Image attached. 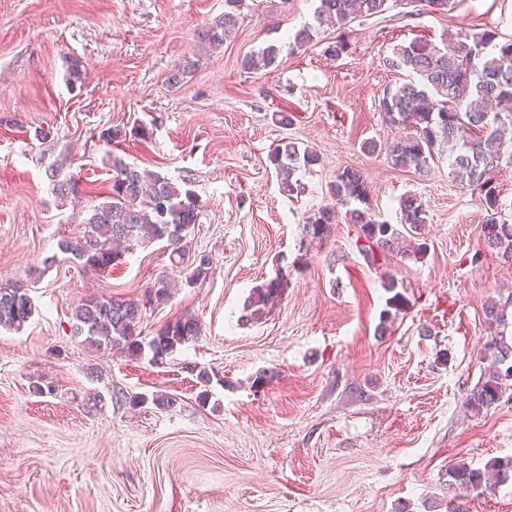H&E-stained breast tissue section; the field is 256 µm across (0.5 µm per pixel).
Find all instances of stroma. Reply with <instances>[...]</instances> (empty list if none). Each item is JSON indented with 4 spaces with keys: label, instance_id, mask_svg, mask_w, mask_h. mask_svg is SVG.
<instances>
[{
    "label": "stroma",
    "instance_id": "obj_1",
    "mask_svg": "<svg viewBox=\"0 0 512 512\" xmlns=\"http://www.w3.org/2000/svg\"><path fill=\"white\" fill-rule=\"evenodd\" d=\"M316 5L241 0L215 48L197 34L225 0H0V287L23 284L34 304L21 330L0 328V512H427L447 501L450 465L512 456V390L483 413L466 408L487 378L483 307L512 291V265L484 248L487 213L447 160L425 176L389 166L397 133L378 110L405 77L383 65L393 46L461 28L512 36V0L360 18L338 58L332 28L288 46ZM272 42L281 66L242 69ZM142 125L150 140L136 137ZM111 127L125 140L106 142ZM285 137L321 157L296 200L270 160ZM116 156L194 191L185 244L211 257L204 281L181 284L162 241L98 274L60 250L108 195ZM347 166L364 172L381 219L397 223L408 192L427 209L421 258L387 262L403 302L383 336L389 293L356 226L312 244L303 233ZM69 178L79 202L54 191ZM279 271L285 294L247 316L252 290ZM163 277L178 286L147 303L142 336L188 312L201 323L166 363L74 336L80 299L144 301Z\"/></svg>",
    "mask_w": 512,
    "mask_h": 512
}]
</instances>
